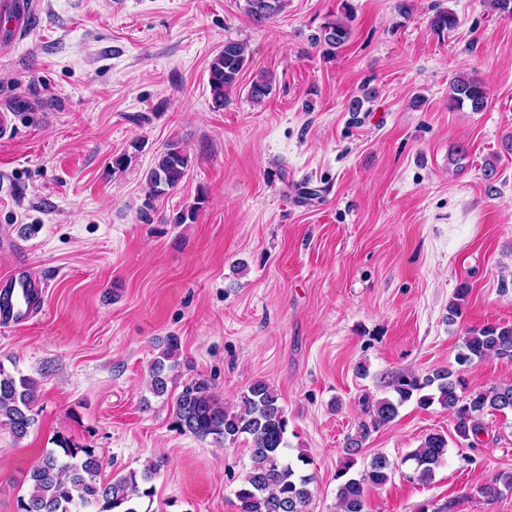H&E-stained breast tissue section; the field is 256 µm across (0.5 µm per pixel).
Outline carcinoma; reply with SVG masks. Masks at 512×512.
<instances>
[{"label": "carcinoma", "mask_w": 512, "mask_h": 512, "mask_svg": "<svg viewBox=\"0 0 512 512\" xmlns=\"http://www.w3.org/2000/svg\"><path fill=\"white\" fill-rule=\"evenodd\" d=\"M285 0H245V13L256 25H263L277 16ZM454 12L437 8L429 17L430 30L439 37L456 28ZM351 37V28L343 20L328 17L310 35V43L321 49L323 55L333 57ZM247 64L244 44L227 40L224 49L209 63L208 83L212 103L218 109L228 102L229 92L237 87ZM275 78L261 73L253 78L248 97L255 103L263 102L273 91ZM488 92L481 80L473 75L457 76L450 82L448 108L468 107L472 112L483 111ZM192 164L190 155L175 140L161 150L146 173L147 199L141 217L150 220L148 210L152 200L178 188ZM470 288L463 283L456 288L448 302V321L462 316ZM180 341L176 336L166 339L165 349L151 365L152 391L156 395L167 392L166 371L174 368V358ZM489 354L512 359V325H487L469 329L463 337L456 363L468 366L474 360ZM394 395L367 403L369 422L359 426L357 435L346 442V449L356 454L371 431L393 422L399 407L417 397L420 407L434 404L453 413L456 436L474 447V441L485 430L482 416L487 411H512V384L497 385L486 391L463 396L464 379L460 371L440 369L424 379L404 373L389 383ZM38 382L18 368L6 369L0 364V426L9 429L17 440L24 438L35 424L32 405ZM429 392H423V389ZM174 427L199 439L212 438L217 443L236 442L240 437L250 439L251 467L244 487L237 493L239 512H307L311 500L310 485L314 476L306 472L312 464L300 454L297 462L288 458V416L276 390L264 380L252 382L240 399L239 409L224 408L203 381H191L183 386L174 401ZM448 441L439 434L429 435L420 448L407 456L413 461L408 479L426 483L435 469L444 463ZM354 460L346 462L339 476L345 481L339 486L338 499L342 512H365L366 493L385 485L390 479V461L383 455L372 458L369 466L356 477L348 476ZM101 458L92 448H73L67 444L60 450H48L29 474L30 487L18 503L19 512H141L140 503L153 493L152 482L160 464L150 462L139 471L117 474L109 481L100 480ZM512 491V473L498 474L484 485L481 493L488 498Z\"/></svg>", "instance_id": "carcinoma-1"}]
</instances>
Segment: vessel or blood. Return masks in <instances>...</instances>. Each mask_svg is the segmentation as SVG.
I'll return each mask as SVG.
<instances>
[{"label": "vessel or blood", "instance_id": "b4317fda", "mask_svg": "<svg viewBox=\"0 0 512 512\" xmlns=\"http://www.w3.org/2000/svg\"><path fill=\"white\" fill-rule=\"evenodd\" d=\"M34 13L32 0H0V19L5 20L12 39L29 28ZM46 284L26 264L12 266L0 276V328L10 329L30 321L40 307Z\"/></svg>", "mask_w": 512, "mask_h": 512}]
</instances>
